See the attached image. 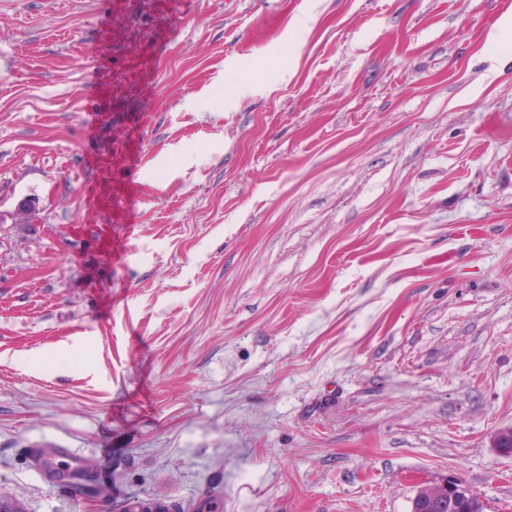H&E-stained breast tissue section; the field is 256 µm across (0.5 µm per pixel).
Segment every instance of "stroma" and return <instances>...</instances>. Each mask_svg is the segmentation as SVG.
<instances>
[{
    "instance_id": "obj_1",
    "label": "stroma",
    "mask_w": 512,
    "mask_h": 512,
    "mask_svg": "<svg viewBox=\"0 0 512 512\" xmlns=\"http://www.w3.org/2000/svg\"><path fill=\"white\" fill-rule=\"evenodd\" d=\"M507 14L0 0V500L512 512ZM57 458H61L62 465L56 469V475L62 479V481H65L72 485V482L74 480V475L77 471H79L81 467V461L80 456L78 452L73 448H57V452L49 457V460H54ZM448 483H443L442 488L438 487H421L422 493L416 496L420 508H413V512H425L424 509L432 507L433 502L444 492L453 503L454 500L460 501L462 504L471 502L478 496L467 483L456 476H448Z\"/></svg>"
}]
</instances>
